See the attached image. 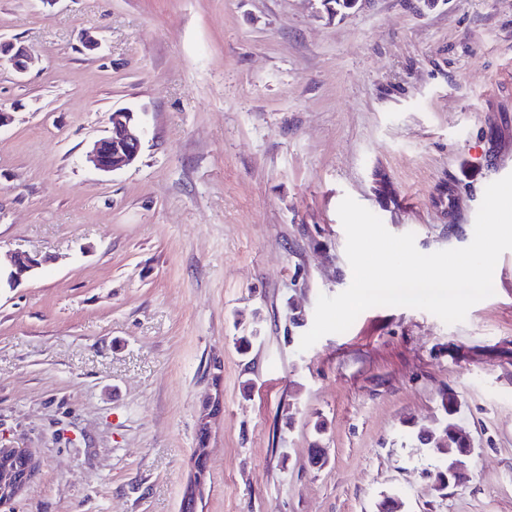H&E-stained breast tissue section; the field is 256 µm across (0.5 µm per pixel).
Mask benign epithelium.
<instances>
[{"instance_id": "7a95c632", "label": "benign epithelium", "mask_w": 512, "mask_h": 512, "mask_svg": "<svg viewBox=\"0 0 512 512\" xmlns=\"http://www.w3.org/2000/svg\"><path fill=\"white\" fill-rule=\"evenodd\" d=\"M29 51L12 40H0V63L6 62L23 75L27 72ZM112 128L95 139L87 152L88 161L102 173H111L135 163L141 151L145 128L131 109L112 113ZM42 264L35 255L16 253L8 272L7 282L14 287L29 278ZM473 452L471 444L457 449V460L448 466V478L438 488L456 485L463 474L464 458ZM206 445L194 450L193 472L181 502V512H197L198 501L206 482ZM39 461L28 448L0 445V508L12 503L30 486Z\"/></svg>"}]
</instances>
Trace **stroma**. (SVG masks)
<instances>
[{
  "instance_id": "35a3bbf8",
  "label": "stroma",
  "mask_w": 512,
  "mask_h": 512,
  "mask_svg": "<svg viewBox=\"0 0 512 512\" xmlns=\"http://www.w3.org/2000/svg\"><path fill=\"white\" fill-rule=\"evenodd\" d=\"M1 38L32 60L0 65V263L42 260L0 288V444L40 463L10 512H179L218 395L200 512H512V250L463 322L377 306L299 348L352 283L344 196L472 241L512 174V0H0ZM120 108L146 135L105 174ZM451 394L440 492L415 434ZM135 114L131 109L112 113V128L95 139L87 152V159L95 169L111 173L135 163L146 132ZM42 264L37 255L26 252H17L8 272L7 282L11 287L19 285L29 278ZM457 410V403L449 399V405L446 410V420L439 426L429 430H419L418 432V437L425 445H430L429 447L432 448L441 459L442 464L436 474L437 481L441 480L444 475H447L445 470L448 468L447 482L444 485L437 483L439 490H445L460 481L464 467L463 458L470 456L473 452L470 443L466 442L464 447L465 439L454 422V416L457 414ZM448 448H451L450 451L452 453L455 451L454 448H457L456 454L458 457V459L449 466Z\"/></svg>"
}]
</instances>
